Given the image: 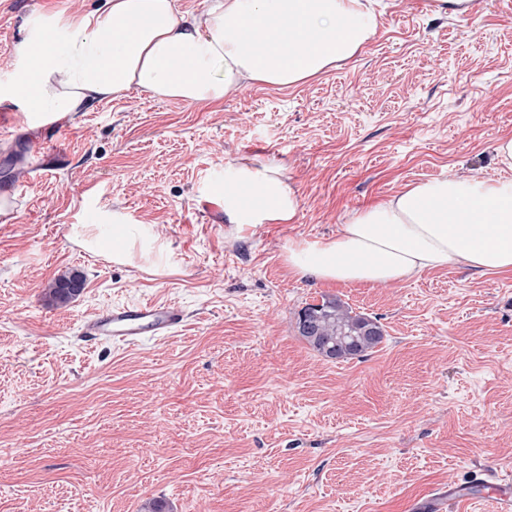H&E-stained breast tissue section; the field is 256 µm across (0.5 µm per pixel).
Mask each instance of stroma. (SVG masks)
I'll list each match as a JSON object with an SVG mask.
<instances>
[{
    "instance_id": "35a3bbf8",
    "label": "stroma",
    "mask_w": 512,
    "mask_h": 512,
    "mask_svg": "<svg viewBox=\"0 0 512 512\" xmlns=\"http://www.w3.org/2000/svg\"><path fill=\"white\" fill-rule=\"evenodd\" d=\"M104 0H0V86L39 12ZM375 34L296 86L218 105L134 90L48 129L63 151L28 181L33 120L0 134V512H412L480 466L512 481V273L448 267L385 287L316 284L288 243L442 175L496 178L512 136V0H373ZM280 166L290 224L236 233L206 189L239 159ZM152 225L165 253L114 261L71 232L86 210ZM84 288L45 298L59 275ZM336 297L378 320L331 360L299 311ZM165 301L185 324L118 346L83 336L112 306ZM83 285L84 278L80 273L63 275L56 279L48 289L49 300L57 305L67 304L81 293Z\"/></svg>"
}]
</instances>
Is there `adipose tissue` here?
I'll list each match as a JSON object with an SVG mask.
<instances>
[{
	"mask_svg": "<svg viewBox=\"0 0 512 512\" xmlns=\"http://www.w3.org/2000/svg\"><path fill=\"white\" fill-rule=\"evenodd\" d=\"M376 26L367 0H208L197 15L176 0H106L83 14L41 16L0 102H20L42 125L133 90L219 103L251 84L288 88L315 77L358 53ZM212 196L225 223L240 228L292 223L299 206L280 167L250 159L227 162ZM111 217L115 259L166 251L150 225L117 210ZM286 260L300 278L343 286H387L448 266L512 271V181L409 185L354 211L332 237L290 242Z\"/></svg>",
	"mask_w": 512,
	"mask_h": 512,
	"instance_id": "obj_1",
	"label": "adipose tissue"
}]
</instances>
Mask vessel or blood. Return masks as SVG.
<instances>
[{"instance_id": "1", "label": "vessel or blood", "mask_w": 512, "mask_h": 512, "mask_svg": "<svg viewBox=\"0 0 512 512\" xmlns=\"http://www.w3.org/2000/svg\"><path fill=\"white\" fill-rule=\"evenodd\" d=\"M42 135L30 136L27 141L28 169L33 176H41L48 159L57 157ZM184 321L177 306L162 301L113 306L112 310L87 321L84 334L96 339L110 337L117 345H135L148 336L173 334ZM475 501H493L500 512H512V483L498 480L490 470H477L467 485L449 484L447 491L435 498H426L419 504V512H464Z\"/></svg>"}]
</instances>
